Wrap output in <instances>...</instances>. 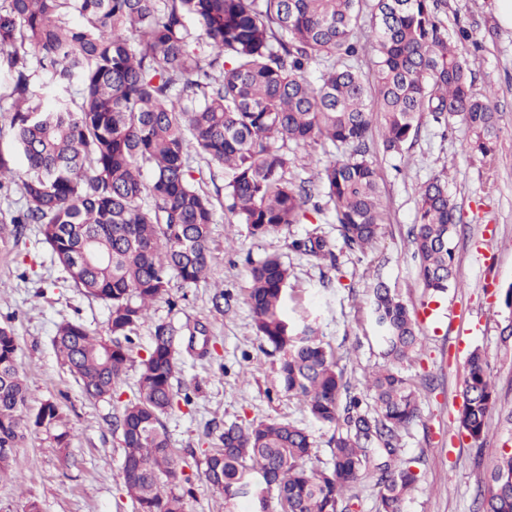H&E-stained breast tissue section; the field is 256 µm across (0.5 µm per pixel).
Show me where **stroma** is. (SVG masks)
Instances as JSON below:
<instances>
[{"label": "stroma", "mask_w": 512, "mask_h": 512, "mask_svg": "<svg viewBox=\"0 0 512 512\" xmlns=\"http://www.w3.org/2000/svg\"><path fill=\"white\" fill-rule=\"evenodd\" d=\"M468 22L477 44L471 53L474 90L488 96L494 112L495 145L481 154L468 150L472 138L458 120L443 124L423 114L419 134L403 154L384 152L373 137L370 158L380 176L385 223L366 252L343 251L338 268L298 255L288 247L312 229L340 244L331 213L259 239L221 208L224 176L200 157L193 175L217 202L211 226L213 281L174 285L169 299L154 304L135 339L134 361L112 399H86L58 361L52 346L57 324L82 321L106 333L108 309L68 279L38 225L15 235L10 222L19 193L0 196V324L18 338V367L28 388V412L45 400L62 408L71 433L67 450L51 431L29 430L15 457V481H0V512H24L35 500L42 512H134L123 491V449L114 421L132 398L140 359L147 355L156 324L179 338L180 372L175 389H190L191 404H178L163 423L178 456L188 463L191 496L186 512H253L250 499L225 509L224 497L204 475V459L218 444L225 423L267 418L288 420L311 434V467L331 465V427L316 423L305 405L278 381V358L263 346L246 302L249 263L280 254L291 268L286 310L309 316L322 341L336 354L345 380L364 390L369 375L384 363L373 326V290L385 283L414 309L421 350L402 369L420 385L421 413L401 434L404 457L415 459L421 481L405 499L404 512H476L479 485L488 479L501 452L512 449V30L500 26L495 0H448L447 25ZM448 184L459 221L453 234L455 280L440 296L426 292L417 276L408 231L415 220L420 187L432 178ZM234 247H226L227 235ZM230 293L228 305L214 307L216 288ZM484 356L497 400L482 446L457 431L463 406L462 382L472 351Z\"/></svg>", "instance_id": "stroma-1"}]
</instances>
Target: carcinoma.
<instances>
[{
	"label": "carcinoma",
	"mask_w": 512,
	"mask_h": 512,
	"mask_svg": "<svg viewBox=\"0 0 512 512\" xmlns=\"http://www.w3.org/2000/svg\"><path fill=\"white\" fill-rule=\"evenodd\" d=\"M366 0H5L0 6V70L9 78V127L27 170L15 180L0 152V190L15 185L23 205L12 224H38L75 287L108 308V336L78 321L57 326V359L85 397H112L132 362L134 337L173 281L206 282L215 204L189 165L198 155L224 171V207L249 234L264 238L308 211L333 212L343 248L365 251L385 222L379 174L369 158L375 115L382 145L403 154L423 113L436 121L468 117L471 149L493 147L488 99L472 90L464 54L467 26L448 34V0H373L378 58L370 76L354 65ZM318 66L315 79L309 70ZM76 94L36 102L35 73ZM345 150L316 160L325 202L288 176V145ZM456 209L438 178L419 190L409 243L418 278L432 294L454 278ZM301 255L337 265L335 246L314 230L291 240ZM86 250L91 264L78 267ZM290 278L276 254L250 263L247 303L256 335L280 354L279 381L317 422L332 426V466L306 462L313 440L276 418L224 424L221 447L205 461L208 483L228 505L249 497L268 512L276 493L285 512H349L360 480L379 488L380 512H403L419 476L400 456L401 431L419 417V393L396 364L420 340L409 308L380 285L373 315L388 364L366 394L343 381L334 353L307 318L285 312ZM178 337L155 326L133 397L116 421L124 448L123 491L136 512H184L187 462L170 446L162 417L177 392ZM14 330L0 325V479L25 430L63 426L57 402L22 416L29 389L19 372ZM461 429L479 443L496 396L483 355L474 351L463 380ZM478 512H512V452L494 466Z\"/></svg>",
	"instance_id": "obj_1"
}]
</instances>
